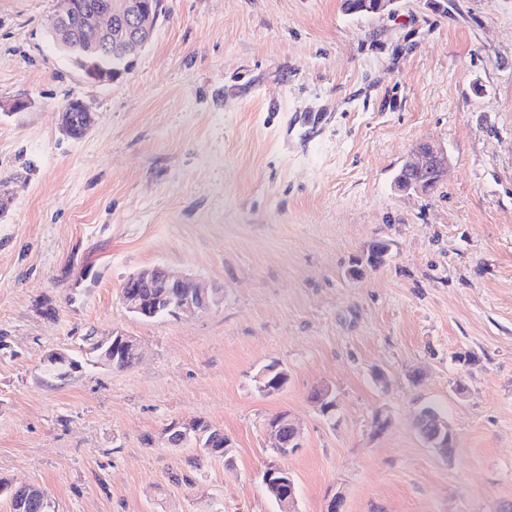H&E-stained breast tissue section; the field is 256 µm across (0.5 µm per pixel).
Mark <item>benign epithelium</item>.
Listing matches in <instances>:
<instances>
[{
    "mask_svg": "<svg viewBox=\"0 0 512 512\" xmlns=\"http://www.w3.org/2000/svg\"><path fill=\"white\" fill-rule=\"evenodd\" d=\"M78 9V0H59V7L53 19L65 38L76 36L75 28L69 25V21L74 18ZM161 17V5L157 3L146 10L140 5L139 0H101L88 10L86 23L101 37L107 39L113 29L117 28V23L128 22L129 29L124 31L120 41L124 43V54L136 57L152 40ZM79 112H91L89 105L81 99L68 100L60 112L61 129L71 138L83 137L92 127L90 123L77 127ZM404 168L428 177L433 175L442 180L448 169V154L444 147L436 142H420L411 149ZM125 287L128 291L122 295L123 305L136 317L147 315V309L136 292L138 288L154 289L157 302L166 307L174 317L183 313L204 312L219 303L215 295L201 287L193 278L175 275L166 267L159 265L130 276L125 282ZM82 349L99 355V365L104 367L110 364L108 352L111 350L118 352L130 349L140 355L143 354L141 343L122 332L88 336ZM60 355L62 352L52 351L44 357L43 363L56 362L70 379L82 371L81 363L68 357L62 359ZM417 429L428 447L436 450L445 460L452 459L446 450L448 422L444 418L421 413L417 418ZM266 430L273 440V448L282 459L302 447V433L295 420L288 414L271 419L266 425ZM170 432L177 433L184 440L194 439L195 446L199 448L206 447L212 433L224 434L223 430L211 425L204 426L197 420L177 422L172 425ZM263 483L280 491L283 512H297L295 482L285 466L276 462L268 466L263 473Z\"/></svg>",
    "mask_w": 512,
    "mask_h": 512,
    "instance_id": "1",
    "label": "benign epithelium"
}]
</instances>
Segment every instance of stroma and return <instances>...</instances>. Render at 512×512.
I'll use <instances>...</instances> for the list:
<instances>
[{
	"instance_id": "35a3bbf8",
	"label": "stroma",
	"mask_w": 512,
	"mask_h": 512,
	"mask_svg": "<svg viewBox=\"0 0 512 512\" xmlns=\"http://www.w3.org/2000/svg\"><path fill=\"white\" fill-rule=\"evenodd\" d=\"M55 4L0 0V478L53 512H279L265 424L288 412L298 512L337 493L341 512H512V0H165L109 84L51 41ZM72 98L95 115L77 140ZM422 141L447 176L399 191ZM378 241L387 262L351 277ZM154 265L220 303L131 315L122 285ZM111 331L138 363L42 382L47 353ZM271 364L288 381L267 394ZM429 405L452 460L414 427ZM193 419L223 428L227 458L193 470L196 448L165 442ZM77 112H92L89 105L81 99H70L62 107L61 115V129L71 138H82L92 127L93 123H88L82 126L79 130L77 128ZM88 113H78V122L84 121L94 122L95 115Z\"/></svg>"
}]
</instances>
